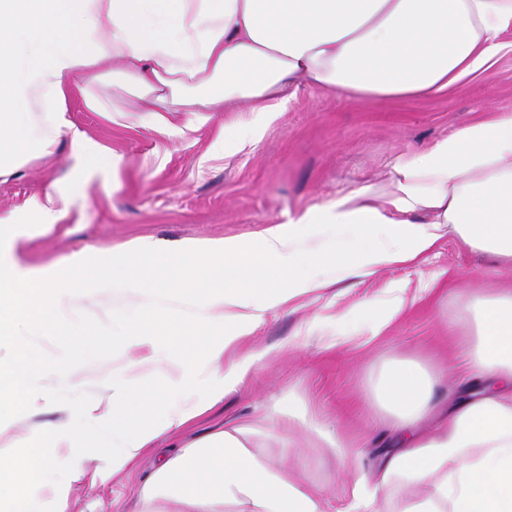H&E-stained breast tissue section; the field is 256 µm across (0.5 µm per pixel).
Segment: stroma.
Returning <instances> with one entry per match:
<instances>
[{"instance_id": "stroma-1", "label": "stroma", "mask_w": 512, "mask_h": 512, "mask_svg": "<svg viewBox=\"0 0 512 512\" xmlns=\"http://www.w3.org/2000/svg\"><path fill=\"white\" fill-rule=\"evenodd\" d=\"M500 112H512L511 51L490 69L429 97L359 101L305 88L281 112H168L161 128L145 112L89 111L75 95L67 119L111 154V165H89L77 157L70 135H62L51 158L31 160L0 177V215L16 217V254L25 268L52 264L65 271L75 253L91 260L147 239L159 249L144 257V266L165 265L162 285L175 289L186 280L187 263L176 250L181 242L255 240L287 229L312 205L364 185H384L402 154L429 148L459 127ZM249 123L256 142L243 149L236 132ZM53 189L69 195L70 205L45 233L43 216L29 202ZM75 285L85 296L93 342L27 339L35 352L73 369L74 384L66 392L72 399L99 392L119 365L112 357L108 308L141 298L140 291L114 292L90 277ZM499 288L512 289L511 270L445 237L414 263L341 282L304 297L292 310L269 311L246 345L273 349V356L183 437L149 449L120 473L102 471L95 484L75 489L68 512H138L139 490L158 452L175 451L183 440L202 437L228 418L257 421L261 406L290 395L321 429L353 442L365 465L378 463L391 450L389 438L371 433L367 402L379 373L395 361L451 366L435 390L440 408H447L449 392L468 375L467 351L454 341L468 324L467 305L473 295ZM396 295L404 297V309L380 336H372L370 323ZM260 440L321 487L326 512H349L357 462L339 463L331 448L302 434L286 449L274 432L263 431Z\"/></svg>"}]
</instances>
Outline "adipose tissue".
Segmentation results:
<instances>
[{"label": "adipose tissue", "instance_id": "adipose-tissue-1", "mask_svg": "<svg viewBox=\"0 0 512 512\" xmlns=\"http://www.w3.org/2000/svg\"><path fill=\"white\" fill-rule=\"evenodd\" d=\"M512 0H0V172L48 156L71 133L68 101L93 112H279L303 86L377 100L432 95L491 67L512 41ZM112 80V97L95 90ZM365 185L313 205L287 232L256 241L186 244L195 264L220 261L209 283L179 297L151 285L139 266L150 244L94 259L113 287H144L140 307H179L177 336L126 324L112 352L124 362L101 395L58 405L73 371L26 346L0 352V512H65L74 486L95 481V444L112 433L113 472L179 432L239 386L270 350L244 349L273 309L337 282L416 261L443 233L512 267V112L454 131L399 157L381 204ZM79 289L55 268L30 274L0 255V339L51 331L92 338ZM471 379L435 434L418 425L434 411L440 375L412 362L375 382L383 415L373 426L398 449L351 487L355 512H512V291L469 303ZM149 386H141L144 373ZM57 406L60 421L25 439L15 410ZM256 428L231 424L161 458L139 494V512H324L315 489L277 458L250 447Z\"/></svg>", "mask_w": 512, "mask_h": 512}]
</instances>
